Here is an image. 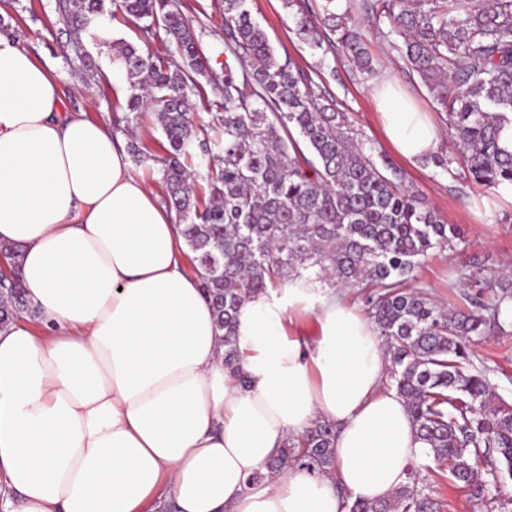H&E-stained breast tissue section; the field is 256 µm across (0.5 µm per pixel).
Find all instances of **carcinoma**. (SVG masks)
I'll use <instances>...</instances> for the list:
<instances>
[{
    "mask_svg": "<svg viewBox=\"0 0 512 512\" xmlns=\"http://www.w3.org/2000/svg\"><path fill=\"white\" fill-rule=\"evenodd\" d=\"M448 114L462 146L463 174L488 188L512 184V151L500 144L512 126V0H360ZM76 31L101 27L117 10L147 37L164 31L177 59L142 53L122 42L113 61L126 72V107L133 119L151 109L167 143L160 168L163 203L175 213L183 243L215 322L224 332V365L240 362L234 324L242 305L284 280L301 288H355L389 357L388 386L405 400L430 465L416 463L392 498L347 500L348 512H440L422 470L481 499L500 477L512 476V404L500 398L491 369L473 362V338L508 334L512 272L500 280L469 274L478 287L473 307L447 311L411 285L422 258L463 240L428 202L401 188L402 173L354 139L348 116L320 104L311 80L291 57H276L248 0H224V47L240 63L208 74V59L179 0H65ZM321 24L337 35L348 61L373 71L365 30L323 0ZM208 78L216 108L197 125L191 96ZM313 156L308 159L301 148ZM213 157L206 185L183 159L195 150ZM12 275L0 282V326L36 316L22 286L23 248L0 246ZM336 429L317 422L283 441L268 470L328 473Z\"/></svg>",
    "mask_w": 512,
    "mask_h": 512,
    "instance_id": "cac0c4a2",
    "label": "carcinoma"
}]
</instances>
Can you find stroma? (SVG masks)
<instances>
[{
    "label": "stroma",
    "mask_w": 512,
    "mask_h": 512,
    "mask_svg": "<svg viewBox=\"0 0 512 512\" xmlns=\"http://www.w3.org/2000/svg\"><path fill=\"white\" fill-rule=\"evenodd\" d=\"M182 10L199 37L209 65L222 72L234 59L224 51V10L222 0H181ZM255 20L266 32L277 55H290L313 82L315 93L333 99L339 111L347 113L355 137L374 154L382 155L403 173V184L425 199L447 223L463 230L456 249L423 259L415 272L416 286L451 310L464 308L472 290L462 268L474 261L486 277L495 279L506 261H512V199L497 189L478 186L465 179L461 159L448 132V116L430 94L418 74L408 69L388 40L366 23L360 10H352L350 21L365 27L367 48L373 58V74L361 73L346 58L330 31L317 27L314 34L300 33L297 8L285 0H249ZM0 19L11 25L16 37L34 58L56 77L67 110L84 112L86 117L105 123L121 138L136 134L151 156L147 164L131 166V173L152 189H159V161L165 155L164 138L150 112L137 122L125 119L129 81L112 62L113 45L125 41L142 51L160 50V39L145 37L138 26L123 15L106 19L99 38L76 32L58 9V0H0ZM323 40L322 48H312V40ZM92 56L98 72L87 75L84 56ZM394 80L429 113L439 132L438 150L451 161L448 169L430 163H413L400 157L384 136L374 95L377 83ZM472 349L478 360L493 367L491 381L503 399L512 402V334L482 337ZM428 483L443 504V512H512V478L503 477L491 500L471 499L467 490L456 489L438 477Z\"/></svg>",
    "instance_id": "stroma-1"
}]
</instances>
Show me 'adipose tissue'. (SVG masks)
<instances>
[{"label":"adipose tissue","mask_w":512,"mask_h":512,"mask_svg":"<svg viewBox=\"0 0 512 512\" xmlns=\"http://www.w3.org/2000/svg\"><path fill=\"white\" fill-rule=\"evenodd\" d=\"M387 139L419 162L439 134L381 80ZM19 243L44 326L0 328V512H347L390 498L428 448L367 316L317 288L248 300L224 366L178 224L130 172L107 125L67 111L59 84L0 32V245ZM316 314L314 340L290 310ZM336 427L331 473L270 474L286 436Z\"/></svg>","instance_id":"adipose-tissue-1"}]
</instances>
